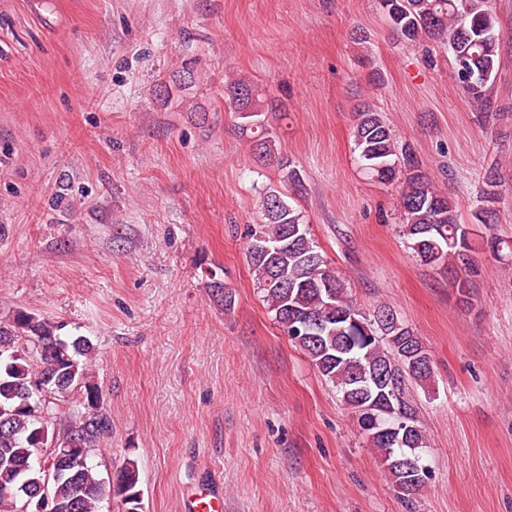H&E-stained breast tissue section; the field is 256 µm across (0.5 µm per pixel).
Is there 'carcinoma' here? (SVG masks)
I'll use <instances>...</instances> for the list:
<instances>
[{
    "label": "carcinoma",
    "instance_id": "carcinoma-1",
    "mask_svg": "<svg viewBox=\"0 0 512 512\" xmlns=\"http://www.w3.org/2000/svg\"><path fill=\"white\" fill-rule=\"evenodd\" d=\"M386 19L407 44L441 40L452 56V74L465 97L480 106L484 118L512 112L496 104L491 86L500 66L499 19L491 0H380ZM225 101L241 119L239 130L251 134L262 161L275 158L276 139L255 103L251 83L234 79L224 88ZM354 150L370 178L399 186L403 233L419 260L448 269V285L459 301L470 299L472 281L461 268L478 273L474 258L477 228L495 223L496 181L490 179L479 204L463 224L448 193L436 188L371 107L357 111ZM265 222L250 228L247 259L257 288L274 319L312 366L341 394L358 426L372 413L382 427L404 422L411 427L402 445L388 433L367 437L391 482L405 497L424 485L422 461L403 462L409 448L426 447L410 388L434 381L433 361L418 363L413 352L422 342L406 325L394 329L384 320L396 316L388 306L365 312L327 263L303 215L283 196L262 200ZM485 250L497 259L512 257V242L486 239ZM61 326L18 310L0 322V512H102L104 484L92 453L112 430L105 409L90 411L99 395L91 380L96 349L86 336H62ZM69 441L87 449L82 463H55L53 449ZM125 512H142L137 463L126 460L116 478Z\"/></svg>",
    "mask_w": 512,
    "mask_h": 512
}]
</instances>
